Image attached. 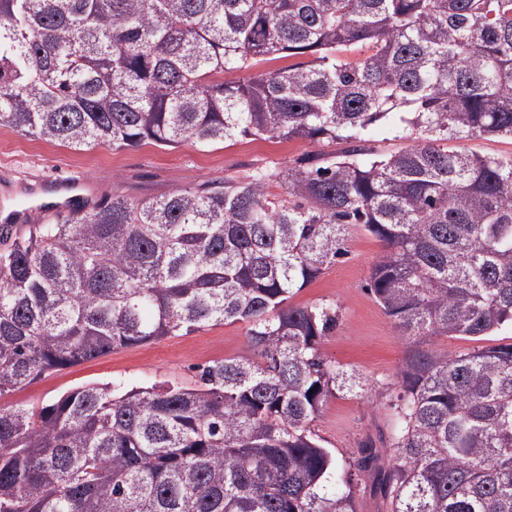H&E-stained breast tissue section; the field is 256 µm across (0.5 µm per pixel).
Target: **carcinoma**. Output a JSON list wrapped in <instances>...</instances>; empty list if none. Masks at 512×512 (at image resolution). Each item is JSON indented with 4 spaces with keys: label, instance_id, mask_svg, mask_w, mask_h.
Listing matches in <instances>:
<instances>
[{
    "label": "carcinoma",
    "instance_id": "carcinoma-1",
    "mask_svg": "<svg viewBox=\"0 0 512 512\" xmlns=\"http://www.w3.org/2000/svg\"><path fill=\"white\" fill-rule=\"evenodd\" d=\"M0 126L75 148L316 146L0 224V399L228 321L259 356L212 362L196 388L0 405V512H357L311 425L364 384L320 352L336 306L290 303L352 224L383 244L367 286L403 336L512 326V157L448 149L512 138V0H0ZM374 137L404 145L379 154ZM397 386L385 454L356 458L388 512H512V344L415 349Z\"/></svg>",
    "mask_w": 512,
    "mask_h": 512
}]
</instances>
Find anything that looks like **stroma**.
<instances>
[{
	"label": "stroma",
	"instance_id": "obj_1",
	"mask_svg": "<svg viewBox=\"0 0 512 512\" xmlns=\"http://www.w3.org/2000/svg\"><path fill=\"white\" fill-rule=\"evenodd\" d=\"M303 141L278 142L255 136L201 148L152 144L115 150L105 145L70 148L23 136L0 126V206L26 211L37 196H53L59 182L85 183L83 197L94 203L120 193L131 198L155 197L190 190L207 182L241 175L257 165H293L309 151ZM347 253L328 266L292 302L306 306L335 304L341 322L321 350L328 359L360 373L367 384L359 395L340 393L329 398L311 425L350 480L358 512H386L387 502L372 495L367 473L356 470L351 458L362 443L387 445L394 421L397 374L409 343L399 336L390 318L366 288L372 264L383 251L378 239L354 225L348 230ZM512 342L504 327L482 341L467 337L425 338L426 349L439 356L461 354L478 345ZM244 324L227 322L186 336L122 348L100 358L46 373L6 396L9 404L45 405L63 393L92 382H190L199 369L224 358L249 356Z\"/></svg>",
	"mask_w": 512,
	"mask_h": 512
}]
</instances>
